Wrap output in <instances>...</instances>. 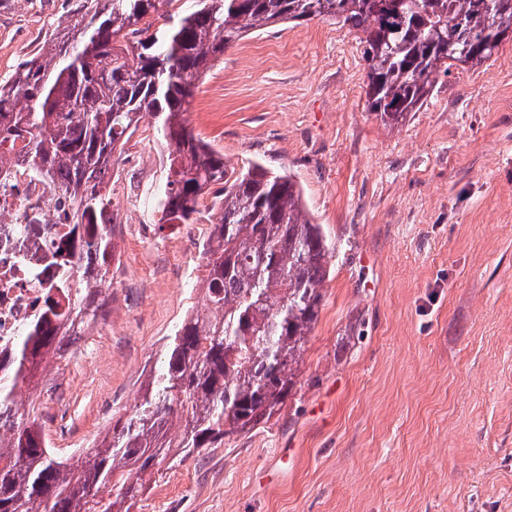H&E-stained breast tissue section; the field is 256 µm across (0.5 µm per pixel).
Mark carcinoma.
Masks as SVG:
<instances>
[{
  "mask_svg": "<svg viewBox=\"0 0 512 512\" xmlns=\"http://www.w3.org/2000/svg\"><path fill=\"white\" fill-rule=\"evenodd\" d=\"M81 0L66 32L0 83V146H21L58 174L77 213L84 277L58 268L59 289L0 372V512H132L155 465H175L268 421L292 395L323 301L331 247L288 175L254 163L237 172L185 123L198 82L224 50L275 24L332 20L364 34L367 108L390 127L431 96L440 74L486 63L512 38V0ZM162 24L155 25V22ZM132 49L119 48V35ZM155 117L169 152L161 224H189L200 198L222 186L205 248L201 308L167 344L132 414L77 459H57L38 418L19 416L20 382L103 317L98 283L114 257L112 225L96 224L111 194L112 152ZM111 487L112 497L99 496Z\"/></svg>",
  "mask_w": 512,
  "mask_h": 512,
  "instance_id": "1",
  "label": "carcinoma"
}]
</instances>
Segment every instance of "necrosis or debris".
Listing matches in <instances>:
<instances>
[{"instance_id": "obj_1", "label": "necrosis or debris", "mask_w": 512, "mask_h": 512, "mask_svg": "<svg viewBox=\"0 0 512 512\" xmlns=\"http://www.w3.org/2000/svg\"><path fill=\"white\" fill-rule=\"evenodd\" d=\"M74 206L52 179L19 155L0 163V351H10L41 314V299L56 278L50 255L63 251L70 273L82 255L67 238Z\"/></svg>"}]
</instances>
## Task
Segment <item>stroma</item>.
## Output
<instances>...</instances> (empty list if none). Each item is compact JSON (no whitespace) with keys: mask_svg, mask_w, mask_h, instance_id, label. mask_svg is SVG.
<instances>
[{"mask_svg":"<svg viewBox=\"0 0 512 512\" xmlns=\"http://www.w3.org/2000/svg\"><path fill=\"white\" fill-rule=\"evenodd\" d=\"M73 14L72 0H0V81ZM360 38L327 19L271 26L199 81L190 129L228 167L290 175L335 251L293 395L161 466L136 512H512V39L391 128L367 110ZM168 166L143 116L112 156L104 316L20 408L55 456L130 414L202 303L213 195L197 222L160 223ZM62 381L64 399L47 396Z\"/></svg>","mask_w":512,"mask_h":512,"instance_id":"35a3bbf8","label":"stroma"}]
</instances>
